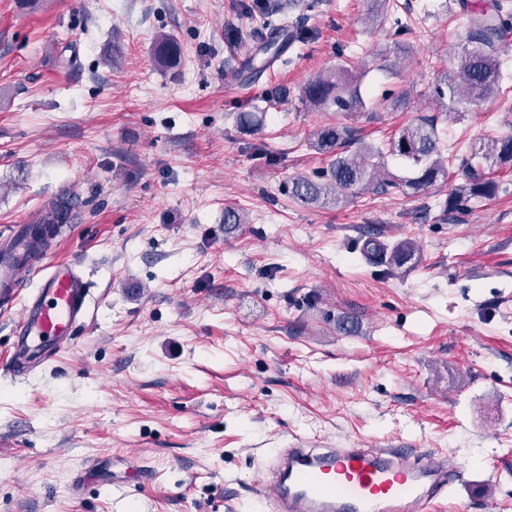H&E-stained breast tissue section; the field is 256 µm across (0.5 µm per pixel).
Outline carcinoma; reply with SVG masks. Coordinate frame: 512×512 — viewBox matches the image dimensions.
<instances>
[{
  "mask_svg": "<svg viewBox=\"0 0 512 512\" xmlns=\"http://www.w3.org/2000/svg\"><path fill=\"white\" fill-rule=\"evenodd\" d=\"M388 7L387 0H372L367 12L368 20L374 25L388 22L391 19ZM243 8L260 22L253 31L257 52L269 53L274 59L285 45L305 40L302 25H290L276 18L267 0H250L243 4ZM510 29L512 6L509 0H491L486 8L470 12L459 74L446 72L433 87L439 106H445L447 99L457 104L477 103L499 91L503 38ZM155 53L166 68H176L181 64L182 49L172 37L160 36L155 44ZM301 102L309 108L330 109L344 115L366 111L357 77L348 76V70L342 67L309 80L302 88ZM265 117L263 111L239 112L236 124L244 131L255 133L262 129ZM308 144L328 158V165L312 177L299 175L291 179L289 194L306 205L334 204L346 191L356 189L374 194H405L409 190L418 194L440 180H448L449 159L442 155L439 147L437 118L434 116L407 124L388 140L384 149L362 143L352 127L340 123L317 127ZM388 155L406 160L412 168V176L389 174L385 166ZM509 163L512 164V135L492 139L473 149L460 161L464 182L449 192L446 209L450 212L466 211L472 201L491 198L496 192V184L481 174L479 165ZM75 201L70 193L49 200L41 209L46 215L44 223H73ZM246 223L247 217L241 210L233 207L224 209V231L230 233ZM363 254L367 259L392 269H401L418 260V248L411 239L389 247L371 238L363 245Z\"/></svg>",
  "mask_w": 512,
  "mask_h": 512,
  "instance_id": "obj_1",
  "label": "carcinoma"
}]
</instances>
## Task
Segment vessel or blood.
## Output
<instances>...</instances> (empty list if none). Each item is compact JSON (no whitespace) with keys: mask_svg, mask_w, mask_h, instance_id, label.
Instances as JSON below:
<instances>
[{"mask_svg":"<svg viewBox=\"0 0 512 512\" xmlns=\"http://www.w3.org/2000/svg\"><path fill=\"white\" fill-rule=\"evenodd\" d=\"M29 232L16 224L0 236V305L21 306L0 363L11 374L74 346L92 299L81 257L35 247ZM262 474L255 496L274 512H432L458 483L435 450L421 448H278Z\"/></svg>","mask_w":512,"mask_h":512,"instance_id":"b4317fda","label":"vessel or blood"}]
</instances>
